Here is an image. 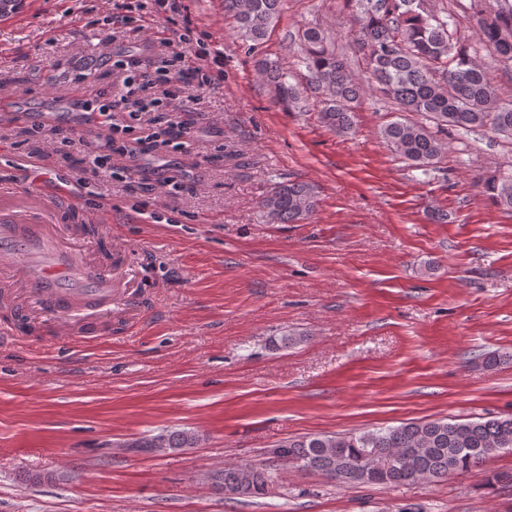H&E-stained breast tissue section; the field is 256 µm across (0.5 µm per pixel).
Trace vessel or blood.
I'll use <instances>...</instances> for the list:
<instances>
[{
    "instance_id": "1",
    "label": "vessel or blood",
    "mask_w": 512,
    "mask_h": 512,
    "mask_svg": "<svg viewBox=\"0 0 512 512\" xmlns=\"http://www.w3.org/2000/svg\"><path fill=\"white\" fill-rule=\"evenodd\" d=\"M31 199L38 210L78 207L63 179ZM66 233L62 224L15 223L12 214L0 208V264L17 275L6 287L14 317L0 325L1 336L19 339L25 323L49 315L60 337H88L111 314L134 311L131 291L111 267L82 265L50 248V241Z\"/></svg>"
}]
</instances>
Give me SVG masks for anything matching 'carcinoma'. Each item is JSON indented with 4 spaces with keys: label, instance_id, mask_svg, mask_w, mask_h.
I'll list each match as a JSON object with an SVG mask.
<instances>
[{
    "label": "carcinoma",
    "instance_id": "obj_1",
    "mask_svg": "<svg viewBox=\"0 0 512 512\" xmlns=\"http://www.w3.org/2000/svg\"><path fill=\"white\" fill-rule=\"evenodd\" d=\"M283 2L224 0V14L235 20L240 37L254 49L274 28ZM355 25V46L366 61L363 78L351 74L330 31L315 25L299 34L309 87L320 97L319 119L328 130L349 132L350 104L372 87L402 112L382 127L381 138L424 173L434 169L447 150L439 136L445 130H482L512 142V103L500 98L490 71L478 59L483 50L503 68L512 66V0H496V7L476 14L478 49L463 45L452 16L432 15L424 0H363ZM258 69L278 103L289 106L303 100L305 88L291 83L287 70L265 59L258 61ZM482 192L512 210V174L490 177L482 183ZM259 206L274 222L295 224L315 210L316 195L307 182H280ZM196 445V435L188 430L167 431L135 443L137 448L164 453ZM511 448L512 417L409 422L360 434L291 438L277 445L289 464L331 482L386 487L416 478L437 482ZM210 480L224 495L251 503L268 494L274 473L255 463H228L212 472Z\"/></svg>",
    "mask_w": 512,
    "mask_h": 512
}]
</instances>
